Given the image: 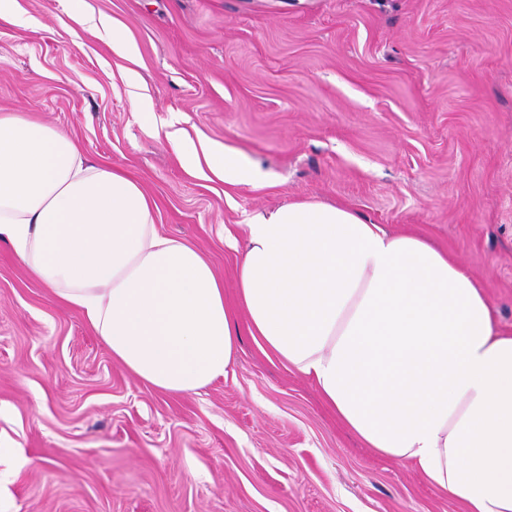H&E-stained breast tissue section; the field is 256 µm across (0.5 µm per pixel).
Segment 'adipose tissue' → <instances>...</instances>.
<instances>
[{"label":"adipose tissue","mask_w":512,"mask_h":512,"mask_svg":"<svg viewBox=\"0 0 512 512\" xmlns=\"http://www.w3.org/2000/svg\"><path fill=\"white\" fill-rule=\"evenodd\" d=\"M193 175L252 176L231 149L176 144ZM154 200L30 112L0 113V237L137 380L197 393L240 331L224 283L165 236ZM237 303L261 349L337 419L466 512H512V331L479 279L418 235L293 201L245 226Z\"/></svg>","instance_id":"1"}]
</instances>
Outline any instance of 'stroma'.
Instances as JSON below:
<instances>
[{
    "label": "stroma",
    "instance_id": "stroma-1",
    "mask_svg": "<svg viewBox=\"0 0 512 512\" xmlns=\"http://www.w3.org/2000/svg\"><path fill=\"white\" fill-rule=\"evenodd\" d=\"M16 7L30 24L0 20V110L33 107L135 179L159 231L223 278L225 303L244 223L319 200L431 240L512 330V0ZM113 25L131 55L109 47ZM171 133L238 151L257 180L189 174ZM237 322L224 378L156 390L0 240V512H465L366 448Z\"/></svg>",
    "mask_w": 512,
    "mask_h": 512
}]
</instances>
